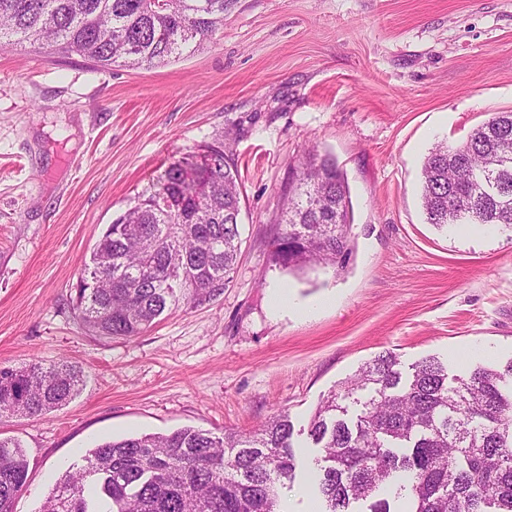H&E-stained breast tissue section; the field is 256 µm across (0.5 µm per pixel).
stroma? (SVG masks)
I'll list each match as a JSON object with an SVG mask.
<instances>
[{
  "instance_id": "stroma-1",
  "label": "stroma",
  "mask_w": 512,
  "mask_h": 512,
  "mask_svg": "<svg viewBox=\"0 0 512 512\" xmlns=\"http://www.w3.org/2000/svg\"><path fill=\"white\" fill-rule=\"evenodd\" d=\"M496 112H512V0H230L214 42L150 69L0 48V366L64 360L84 375L65 406L0 420L29 463L13 512H39L101 440L251 431L282 411L303 468L283 508L319 512L302 430L339 382L386 350L401 369L435 356L458 376L512 360V232L437 229L420 200L430 149ZM216 139L244 196L229 287L136 338L89 334L67 302L95 243L170 163ZM311 146L349 183L340 271L269 257ZM323 296L333 306L314 310Z\"/></svg>"
}]
</instances>
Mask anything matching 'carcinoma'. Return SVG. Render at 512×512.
Instances as JSON below:
<instances>
[{
    "label": "carcinoma",
    "instance_id": "carcinoma-1",
    "mask_svg": "<svg viewBox=\"0 0 512 512\" xmlns=\"http://www.w3.org/2000/svg\"><path fill=\"white\" fill-rule=\"evenodd\" d=\"M227 0H0V47L27 44L98 67L149 69L196 51L224 26ZM274 237L290 271L346 267L350 189L329 154L306 150ZM422 204L439 228L467 219L512 230V112L497 113L457 145L436 144L422 166ZM235 160L214 141L172 163L118 214L78 273L69 302L92 335L130 339L179 300L224 293L241 248ZM391 352L324 397L308 423L319 448L321 512H512V360L448 381L426 357L405 377ZM83 382L71 363L0 367V418L40 416ZM361 406L349 419L346 402ZM290 414L249 433L184 427L104 441L66 472L41 512H283L298 460ZM28 463L0 437V512H12Z\"/></svg>",
    "mask_w": 512,
    "mask_h": 512
}]
</instances>
